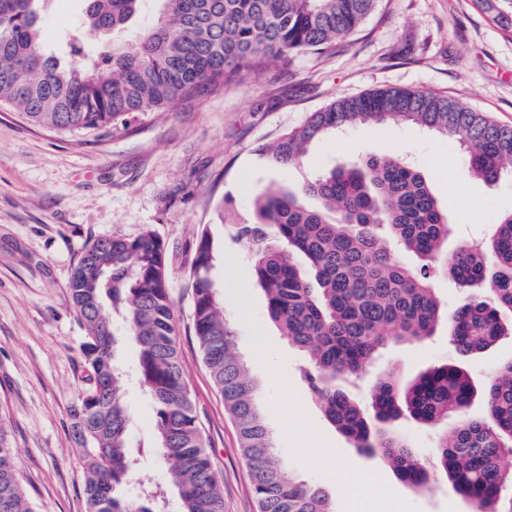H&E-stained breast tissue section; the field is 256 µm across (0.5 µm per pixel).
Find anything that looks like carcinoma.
Segmentation results:
<instances>
[{"mask_svg": "<svg viewBox=\"0 0 512 512\" xmlns=\"http://www.w3.org/2000/svg\"><path fill=\"white\" fill-rule=\"evenodd\" d=\"M41 0H0V105L26 122L78 136L124 125L146 112L214 91L244 73L276 66L294 53L328 52L353 33L376 0H157L155 22L129 51L103 46L88 65L67 64L41 50ZM147 0H86L83 26L92 35L128 30ZM500 29L512 32V0H475ZM403 120L443 133L464 148L475 178L498 182L512 164V128L460 101L424 90L378 89L340 98L311 113L270 147L280 169L300 163L309 144L358 124ZM313 197L319 206L311 208ZM254 221L234 225L246 241L266 315L302 352L301 372L325 417L357 447L380 455L401 481L431 489L430 466L394 430L403 413L442 428L433 467L474 512H512V360L484 389L487 416L468 413L475 390L468 372L446 364L403 386L379 380L372 401L379 426L336 387L394 343H418L442 318L430 281L437 274L463 288L449 323L461 357L484 353L512 325V212L483 243L448 252L452 219L425 176L405 161L371 156L332 169L301 187L256 196ZM414 253L411 268L392 245ZM495 262L487 266L486 252ZM217 251L208 226L196 236L189 276L194 335L211 379L235 422L260 512H336L322 488L292 475L261 412V390L236 353L212 270ZM103 266L111 280L99 279ZM84 330L86 372L73 417L85 473L87 512H165L166 489L137 474L125 398L126 373L116 358L120 337L137 343V383L157 414L153 449L170 464L181 512H224V495L198 425L179 355L166 252L147 230L135 238L102 236L88 243L68 284ZM0 512H35L18 473L8 427L0 417Z\"/></svg>", "mask_w": 512, "mask_h": 512, "instance_id": "cac0c4a2", "label": "carcinoma"}]
</instances>
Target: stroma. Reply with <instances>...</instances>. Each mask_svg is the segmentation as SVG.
I'll list each match as a JSON object with an SVG mask.
<instances>
[{
    "instance_id": "obj_1",
    "label": "stroma",
    "mask_w": 512,
    "mask_h": 512,
    "mask_svg": "<svg viewBox=\"0 0 512 512\" xmlns=\"http://www.w3.org/2000/svg\"><path fill=\"white\" fill-rule=\"evenodd\" d=\"M83 0H44L43 48L69 61V44L84 38ZM427 90L458 99L512 126V32L495 26L474 0H378L374 12L335 51L291 55L271 70L248 74L214 93L130 119L109 133L70 137L25 123L0 108V414L8 419L23 488L38 512H86L84 471L71 406L81 377L84 330L68 281L85 246L109 235L152 230L168 254L180 356L212 467L224 490V512H257L237 427L202 360L190 320L184 262L200 225H210L214 271L238 354L260 384L265 422L291 472L323 488L337 512H472L445 478L417 493L385 460L356 448L335 428L299 377L303 356L268 320L248 246L234 227L253 220L251 201L270 183L295 188L331 168L372 155L408 156L454 222L449 248L487 238L512 211V173L493 185L460 163L458 143L392 121L345 128L310 147L300 164L273 168L265 152L284 131L302 125L340 97L380 88ZM432 286L444 314L434 336L391 345L346 391L373 417L377 381L397 373L414 380L451 358L447 319L461 288L439 275ZM136 346L120 362L132 380L126 393L131 431L154 439L156 413L133 377ZM512 360V336L463 361L476 387ZM306 443L325 456L303 452ZM375 485L354 492L336 483L331 460Z\"/></svg>"
}]
</instances>
